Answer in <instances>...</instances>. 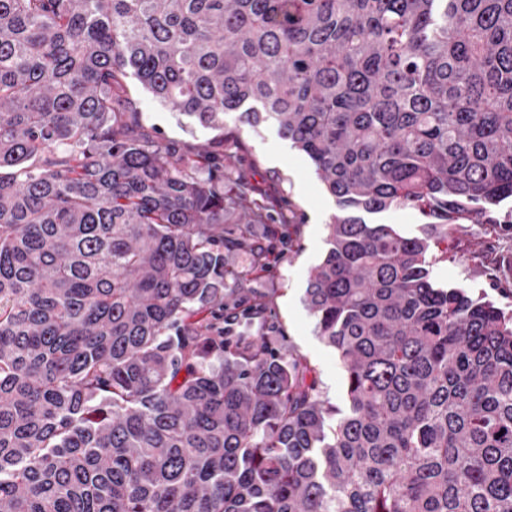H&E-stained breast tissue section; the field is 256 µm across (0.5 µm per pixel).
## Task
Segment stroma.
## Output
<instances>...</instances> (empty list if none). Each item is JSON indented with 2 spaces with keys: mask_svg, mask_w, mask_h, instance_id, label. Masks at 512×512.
Masks as SVG:
<instances>
[{
  "mask_svg": "<svg viewBox=\"0 0 512 512\" xmlns=\"http://www.w3.org/2000/svg\"><path fill=\"white\" fill-rule=\"evenodd\" d=\"M129 92L142 125L161 141L183 151L223 141L226 170L259 183L279 206L292 207L297 220L282 225L280 236L292 239L293 246L279 249L276 276L255 279L249 293L267 307L275 347L306 359L322 398L329 405L344 407L343 369L335 351L317 336L304 304L310 271L326 250L325 226L337 212L334 198L311 162L272 124L252 127L242 123L238 113L230 112L224 116L223 129L204 127L160 104L138 82H131ZM489 242L485 225H472L457 237L453 257L436 260L435 279L465 287L475 295L488 291V280L480 274V251Z\"/></svg>",
  "mask_w": 512,
  "mask_h": 512,
  "instance_id": "stroma-1",
  "label": "stroma"
}]
</instances>
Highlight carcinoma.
<instances>
[{
    "mask_svg": "<svg viewBox=\"0 0 512 512\" xmlns=\"http://www.w3.org/2000/svg\"><path fill=\"white\" fill-rule=\"evenodd\" d=\"M129 78L275 122L335 198L304 301L344 408L250 333L278 205ZM509 199L512 0H0V512H512V311L432 270ZM368 222L380 224H393L396 229L405 235H419L422 224L428 220L417 210L409 207H393L377 215H368Z\"/></svg>",
    "mask_w": 512,
    "mask_h": 512,
    "instance_id": "cac0c4a2",
    "label": "carcinoma"
}]
</instances>
